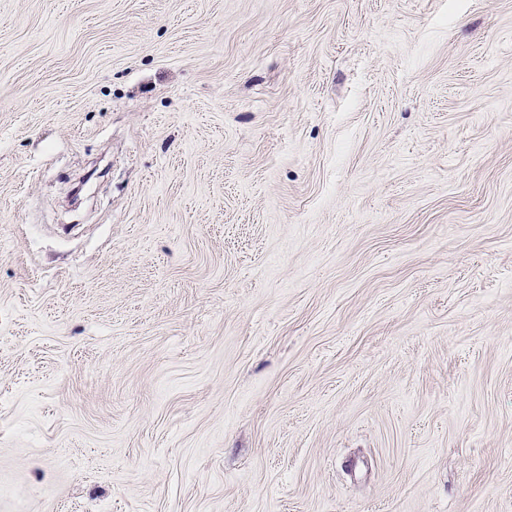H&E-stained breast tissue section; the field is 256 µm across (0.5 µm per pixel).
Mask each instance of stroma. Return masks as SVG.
I'll use <instances>...</instances> for the list:
<instances>
[{"instance_id":"obj_1","label":"stroma","mask_w":512,"mask_h":512,"mask_svg":"<svg viewBox=\"0 0 512 512\" xmlns=\"http://www.w3.org/2000/svg\"><path fill=\"white\" fill-rule=\"evenodd\" d=\"M0 512H512V0H0Z\"/></svg>"}]
</instances>
